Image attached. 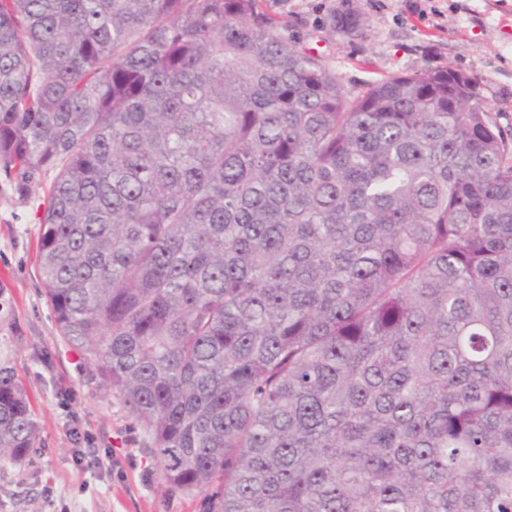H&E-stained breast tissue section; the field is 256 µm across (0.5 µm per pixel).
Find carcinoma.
<instances>
[{"label": "carcinoma", "instance_id": "1", "mask_svg": "<svg viewBox=\"0 0 512 512\" xmlns=\"http://www.w3.org/2000/svg\"><path fill=\"white\" fill-rule=\"evenodd\" d=\"M348 95L264 0H0V175L61 336L198 512H512V151ZM38 426L0 360V463Z\"/></svg>", "mask_w": 512, "mask_h": 512}]
</instances>
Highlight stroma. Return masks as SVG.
Segmentation results:
<instances>
[{
    "mask_svg": "<svg viewBox=\"0 0 512 512\" xmlns=\"http://www.w3.org/2000/svg\"><path fill=\"white\" fill-rule=\"evenodd\" d=\"M290 39L320 55L347 92L422 69L476 75L512 146V0H266ZM349 12L362 26L333 25ZM43 196L0 177V359L16 368L39 427L37 449L0 464V512H196L171 491L150 439L60 335L37 271Z\"/></svg>",
    "mask_w": 512,
    "mask_h": 512,
    "instance_id": "obj_1",
    "label": "stroma"
}]
</instances>
